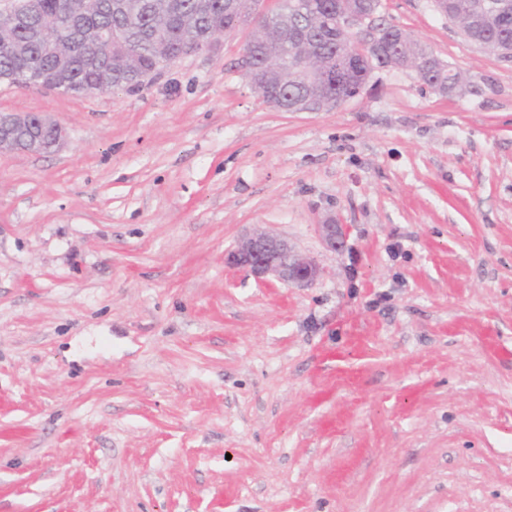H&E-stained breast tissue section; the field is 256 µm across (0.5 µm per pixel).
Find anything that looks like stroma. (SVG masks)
Listing matches in <instances>:
<instances>
[{
  "label": "stroma",
  "instance_id": "stroma-1",
  "mask_svg": "<svg viewBox=\"0 0 512 512\" xmlns=\"http://www.w3.org/2000/svg\"><path fill=\"white\" fill-rule=\"evenodd\" d=\"M379 13L468 90L278 112L243 30L135 92L0 81L66 133L0 156V512H512V61ZM258 229L319 280L225 265ZM319 235L324 245L333 251L346 247L348 227L345 224H336V219L330 218L326 224H318Z\"/></svg>",
  "mask_w": 512,
  "mask_h": 512
}]
</instances>
